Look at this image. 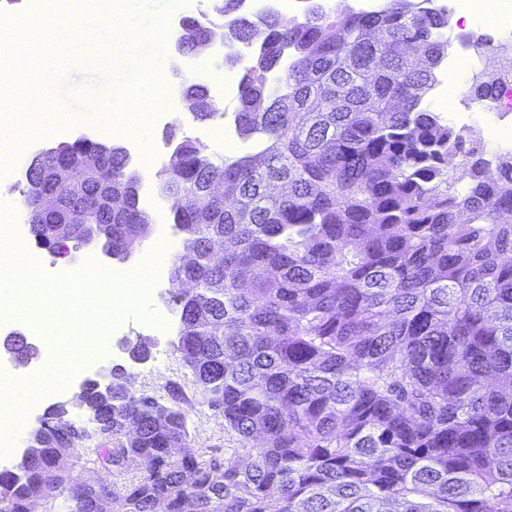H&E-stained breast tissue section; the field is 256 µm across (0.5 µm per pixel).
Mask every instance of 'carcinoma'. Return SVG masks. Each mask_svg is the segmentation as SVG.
I'll return each mask as SVG.
<instances>
[{"label":"carcinoma","mask_w":512,"mask_h":512,"mask_svg":"<svg viewBox=\"0 0 512 512\" xmlns=\"http://www.w3.org/2000/svg\"><path fill=\"white\" fill-rule=\"evenodd\" d=\"M308 2L302 20L253 21L223 0L190 27V52L258 46L230 116L248 149L210 155L186 137L157 173L191 199L173 212L190 256L170 278L198 285L171 296L176 352L250 462L175 454L190 438L181 386L161 402L116 368L112 391L91 384L80 403L117 446L75 474L42 433L25 471L0 470V512H29L40 491L58 512H98L75 496L89 482L113 512H512V149L491 161L423 106L448 57L432 0ZM498 89L477 80L469 97ZM181 95L209 89L191 80ZM62 152L82 165L63 186L43 177L53 158L27 166L25 207L41 192L60 202L31 236L63 254L93 224L125 259L151 224L127 154L80 138ZM3 347L37 353L13 333ZM118 468L135 471L119 488L103 476Z\"/></svg>","instance_id":"1"}]
</instances>
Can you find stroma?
Returning <instances> with one entry per match:
<instances>
[{"label": "stroma", "instance_id": "stroma-1", "mask_svg": "<svg viewBox=\"0 0 512 512\" xmlns=\"http://www.w3.org/2000/svg\"><path fill=\"white\" fill-rule=\"evenodd\" d=\"M464 21L472 38H490L493 42L487 54L493 65L504 66L512 60V28L506 26L502 9L484 13L475 18L464 14ZM107 42L90 46L86 60H66L58 64L55 73L50 76L53 96L51 102L55 115L50 122L45 138L29 147L22 158L17 160V173L9 179H0V199L19 200V190L26 183L25 171L32 158L62 142H71L80 137L91 140L132 148L131 164L142 174L139 188L140 194L157 193L158 202L151 207L152 217L150 231L142 244L136 245L127 258V265H134L141 260L147 246L158 241H182L183 235L173 224V211L166 197L160 196V181L155 173L145 174L142 156H149L156 168L162 167L170 158L176 142L186 137H194L196 132L203 130L200 122L190 121L181 103L175 102L170 106L171 119L169 124L153 123L148 134L134 132L117 134L107 123L96 119V112L102 111L104 105L111 100L114 86L104 81L103 64L98 59V52L109 51ZM425 104L438 112H446L452 122L476 131L483 139L487 157H494L502 149L501 143L492 141V127L502 122L512 123V112L506 117L489 111L487 106L476 103L470 104L467 111H456L452 93L443 94L440 91H430ZM176 288L170 277L161 278L149 295V304L159 316V323L152 324L141 321L133 315L122 318L117 330L109 338V349L104 360L97 366L79 367L72 376L69 384L63 390L50 393L45 404L38 406L28 416L25 425L17 435L8 457L10 461H18L21 452L30 442L33 431L46 415L49 406L65 405L68 410L67 418L76 428H89L88 415L79 402L81 385L91 379L100 384L110 380L112 367L123 366L127 371L128 382L136 390L160 398L165 396L169 384H179L184 392L181 408L187 418L190 428V453H207L208 456L224 459L232 458L246 461L248 451L241 448L236 434L224 427L222 414L209 407L194 385L191 371L179 359L175 346L180 334L179 312L169 301L171 291ZM144 338L149 346L150 355L142 362L129 360L119 342L121 339L136 340Z\"/></svg>", "mask_w": 512, "mask_h": 512}]
</instances>
